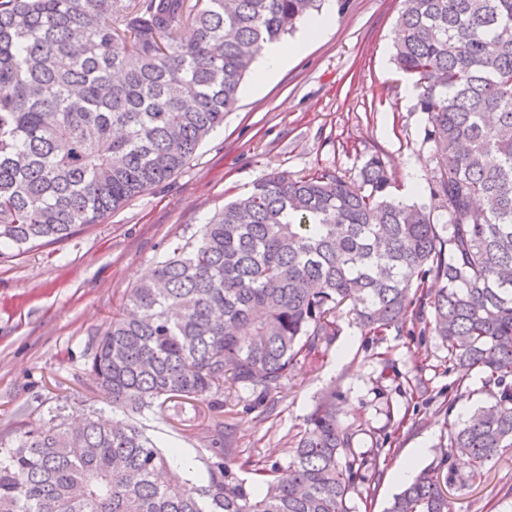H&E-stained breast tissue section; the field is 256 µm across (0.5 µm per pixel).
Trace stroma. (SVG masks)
Here are the masks:
<instances>
[{
    "label": "stroma",
    "instance_id": "1",
    "mask_svg": "<svg viewBox=\"0 0 512 512\" xmlns=\"http://www.w3.org/2000/svg\"><path fill=\"white\" fill-rule=\"evenodd\" d=\"M402 7V0H346L330 29L271 80L259 86L245 77L237 110L169 180L102 223L0 255L1 440H15L58 406L115 416L85 371L95 336L141 274L264 175L330 167L353 180L377 152L393 174L392 194L427 202L436 156L423 140L412 81L392 60ZM340 326L329 350L299 364L273 392V412L239 389L221 408L185 400L147 416V434L163 449H181L182 471L199 484L207 478L199 457L216 426L234 423L237 462L255 460L284 477L296 434L320 395L332 391L357 451H367L372 437L385 440L366 473L375 496L359 484L352 510L385 512L403 485L399 463L413 458L419 470L439 461L449 426L487 402L486 375L460 372L446 345L419 326L363 334L347 315ZM421 382L426 392H418ZM447 493L452 512H512V448L488 463L480 481L449 485Z\"/></svg>",
    "mask_w": 512,
    "mask_h": 512
}]
</instances>
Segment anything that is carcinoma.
I'll use <instances>...</instances> for the list:
<instances>
[{
  "label": "carcinoma",
  "mask_w": 512,
  "mask_h": 512,
  "mask_svg": "<svg viewBox=\"0 0 512 512\" xmlns=\"http://www.w3.org/2000/svg\"><path fill=\"white\" fill-rule=\"evenodd\" d=\"M321 2L0 0V247L65 239L171 178L236 109L264 46ZM403 2L394 61L436 151L430 204L393 196L378 153L356 180H257L97 337L86 371L127 419L59 407L0 442V512H351L380 449L354 450L334 392L288 450V479L254 464L259 490L230 463L237 425L215 430L201 485L141 425L176 399L218 404L227 383L268 405L336 342L347 303L373 334L431 308L448 361L497 388L387 512H452L449 460H469L445 476L464 486L512 448V0Z\"/></svg>",
  "instance_id": "cac0c4a2"
}]
</instances>
